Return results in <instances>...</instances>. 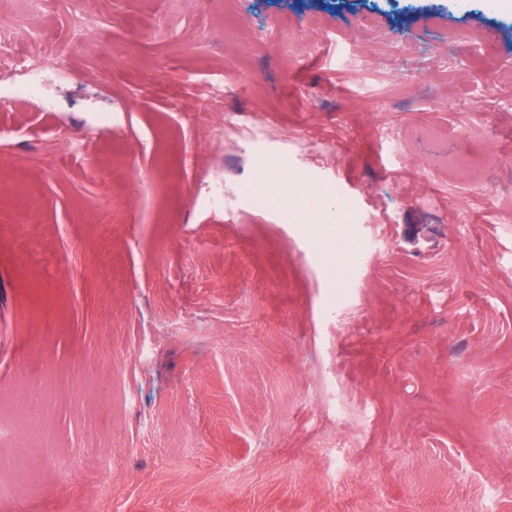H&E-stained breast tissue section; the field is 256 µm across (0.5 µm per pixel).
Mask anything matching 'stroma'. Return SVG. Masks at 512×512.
<instances>
[{
  "instance_id": "35a3bbf8",
  "label": "stroma",
  "mask_w": 512,
  "mask_h": 512,
  "mask_svg": "<svg viewBox=\"0 0 512 512\" xmlns=\"http://www.w3.org/2000/svg\"><path fill=\"white\" fill-rule=\"evenodd\" d=\"M86 7L30 15L41 96L0 72V512H512V14ZM69 3V19L72 37L76 40H82L95 25V21L85 9V0H69Z\"/></svg>"
}]
</instances>
